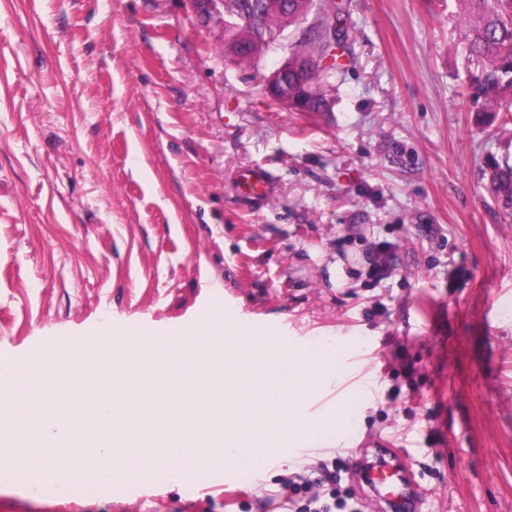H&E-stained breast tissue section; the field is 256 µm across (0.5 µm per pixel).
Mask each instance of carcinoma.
Wrapping results in <instances>:
<instances>
[{
	"label": "carcinoma",
	"mask_w": 512,
	"mask_h": 512,
	"mask_svg": "<svg viewBox=\"0 0 512 512\" xmlns=\"http://www.w3.org/2000/svg\"><path fill=\"white\" fill-rule=\"evenodd\" d=\"M250 0H224V42L249 45V53L235 60L239 66L251 64L265 54L288 53L308 66L288 72V100L303 103L307 112L330 108L331 80L345 64L338 61L324 67L316 60L333 49L350 51L348 29L338 25L343 10L326 14L322 0H268L263 23L252 29L240 22ZM460 9L459 44L468 64L474 66L465 90L480 103L475 122L491 124L501 112L512 110V0H457ZM483 176L498 208L512 216V164L490 156Z\"/></svg>",
	"instance_id": "cac0c4a2"
}]
</instances>
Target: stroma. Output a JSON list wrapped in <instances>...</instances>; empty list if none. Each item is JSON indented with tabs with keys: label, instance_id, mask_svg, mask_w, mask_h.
Returning a JSON list of instances; mask_svg holds the SVG:
<instances>
[{
	"label": "stroma",
	"instance_id": "1",
	"mask_svg": "<svg viewBox=\"0 0 512 512\" xmlns=\"http://www.w3.org/2000/svg\"><path fill=\"white\" fill-rule=\"evenodd\" d=\"M343 8L353 60L313 113L273 104L275 57L231 63L189 0H0V396L46 348L161 335L219 297L355 358L307 409L344 399L349 429L239 484L23 477L0 512H263L324 465L365 499L370 441L412 463L422 512H512V218L482 177L512 123L476 127L459 97L456 0ZM248 166L272 179L260 208L234 188Z\"/></svg>",
	"mask_w": 512,
	"mask_h": 512
}]
</instances>
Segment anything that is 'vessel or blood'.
<instances>
[{
  "label": "vessel or blood",
  "instance_id": "obj_1",
  "mask_svg": "<svg viewBox=\"0 0 512 512\" xmlns=\"http://www.w3.org/2000/svg\"><path fill=\"white\" fill-rule=\"evenodd\" d=\"M236 189L245 199L261 203L271 193L269 176L262 171L238 174ZM378 463L369 469H361L358 477L372 488L378 503L386 504L389 512H419L421 496L415 474L408 465L400 462V452L394 448L375 444Z\"/></svg>",
  "mask_w": 512,
  "mask_h": 512
}]
</instances>
